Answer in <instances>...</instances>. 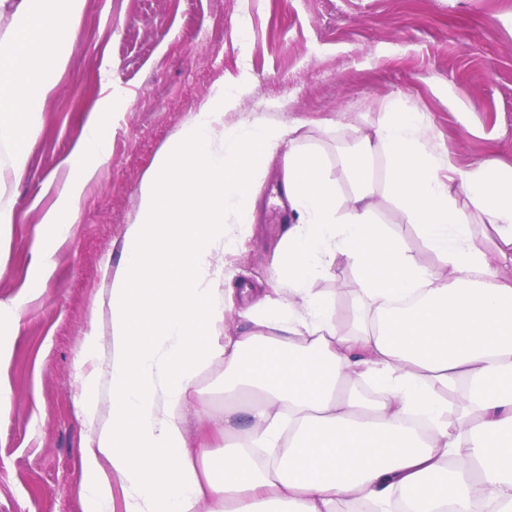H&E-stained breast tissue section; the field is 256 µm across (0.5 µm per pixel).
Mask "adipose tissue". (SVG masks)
<instances>
[{"mask_svg":"<svg viewBox=\"0 0 512 512\" xmlns=\"http://www.w3.org/2000/svg\"><path fill=\"white\" fill-rule=\"evenodd\" d=\"M81 0H0L13 24L0 34V231L14 222L3 184L20 174L34 128L56 85L60 58L77 37ZM242 87L218 89L171 140L140 189L125 258L109 290L106 345L109 417L97 422V373L81 410L94 422L85 449L83 512H337L339 503L386 512H507L512 507V170L449 167L440 175L428 126L388 102V120L360 133L351 151L355 185L339 202L322 157L288 154L285 194L297 223L281 237L273 296L244 312L251 324L221 334L224 309L209 283L218 254L252 229L257 179L286 135L256 121L228 127ZM109 119L92 110L69 159L56 206L37 224L41 259L29 283L45 292L49 239L78 218L77 202L112 154ZM381 148L388 187L406 223L441 260L421 265L374 219L372 180L360 152ZM466 197L471 209L459 205ZM491 227L498 253L474 243ZM357 273L362 310L341 335L328 297L310 283L335 262ZM224 362V407L199 403L197 377ZM358 382L374 396L354 397ZM460 395L449 419L442 394ZM206 436L192 442L188 419Z\"/></svg>","mask_w":512,"mask_h":512,"instance_id":"adipose-tissue-1","label":"adipose tissue"}]
</instances>
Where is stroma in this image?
<instances>
[{
	"label": "stroma",
	"mask_w": 512,
	"mask_h": 512,
	"mask_svg": "<svg viewBox=\"0 0 512 512\" xmlns=\"http://www.w3.org/2000/svg\"><path fill=\"white\" fill-rule=\"evenodd\" d=\"M239 78L245 85L225 124L298 125L293 143L321 154L343 200L354 190L345 153L359 131L386 120L391 100L423 113L441 158L512 169V0H85L27 164L7 183L15 219L0 232V303L23 308L19 318L0 316V344L11 354L0 374V512H82L80 459L91 431L81 383L93 368L85 338L109 334L110 283L155 159L218 84ZM103 98L112 106V160L55 243L46 292L28 299L39 266L34 229ZM288 146L267 160L244 250L224 258L233 285H268L282 236L269 217ZM365 162L376 223L421 264L440 267L388 193L385 155ZM311 286L349 328L354 269L335 263Z\"/></svg>",
	"instance_id": "obj_1"
}]
</instances>
